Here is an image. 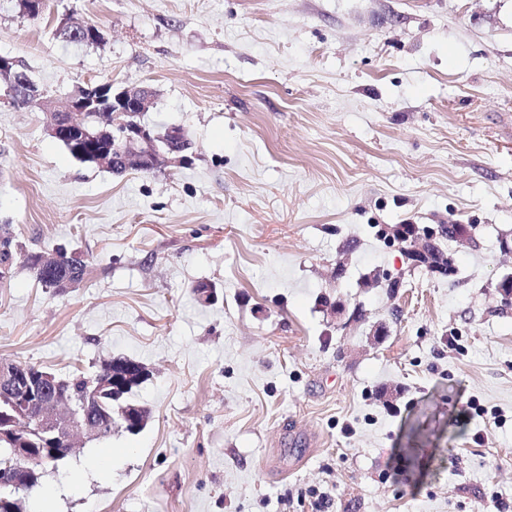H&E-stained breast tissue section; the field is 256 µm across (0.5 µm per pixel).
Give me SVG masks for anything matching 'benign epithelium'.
Masks as SVG:
<instances>
[{
    "mask_svg": "<svg viewBox=\"0 0 512 512\" xmlns=\"http://www.w3.org/2000/svg\"><path fill=\"white\" fill-rule=\"evenodd\" d=\"M17 65V58L0 55V73L23 86L24 98L40 99L50 137L82 140L88 137L83 113H112L101 132L107 146L95 152L97 166L140 171L146 160L155 168L184 160L185 147L172 146L181 138L179 130H170L158 143L151 128L130 120L148 110L151 88L133 84L116 93L108 83L79 85L61 105L43 96ZM59 384L51 372L32 373L16 363H0V446L10 449L15 459L11 470L0 472V492L6 496L18 495L42 470L56 464L62 448L99 439L112 424V408L103 405L100 387L85 390L73 404L58 396Z\"/></svg>",
    "mask_w": 512,
    "mask_h": 512,
    "instance_id": "1",
    "label": "benign epithelium"
}]
</instances>
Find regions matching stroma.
Wrapping results in <instances>:
<instances>
[{"instance_id":"obj_1","label":"stroma","mask_w":512,"mask_h":512,"mask_svg":"<svg viewBox=\"0 0 512 512\" xmlns=\"http://www.w3.org/2000/svg\"><path fill=\"white\" fill-rule=\"evenodd\" d=\"M63 17L104 42H62ZM0 55L59 101L150 87L144 122L193 144L149 173L82 164L0 84V225L19 253L0 362L149 372L145 428L73 451L27 512L43 494L49 512L512 505V306L495 289L512 272V0H52L38 20L0 0ZM386 224L472 241L446 243L450 279L412 267ZM57 248L90 269L60 293L22 260ZM472 399L510 422L463 416ZM107 454L109 477L65 488Z\"/></svg>"}]
</instances>
